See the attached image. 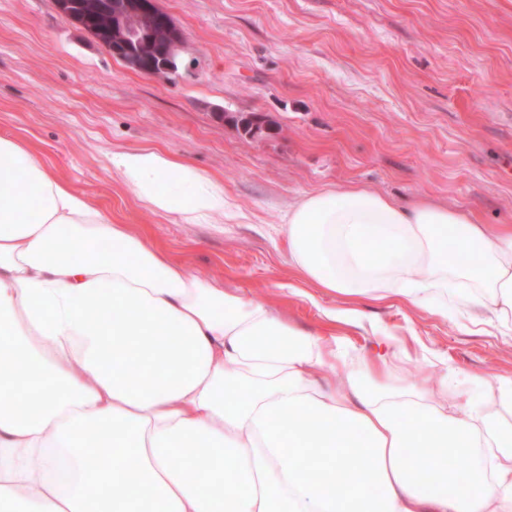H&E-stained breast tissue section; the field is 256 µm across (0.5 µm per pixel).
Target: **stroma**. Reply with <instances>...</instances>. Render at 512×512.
<instances>
[{
  "mask_svg": "<svg viewBox=\"0 0 512 512\" xmlns=\"http://www.w3.org/2000/svg\"><path fill=\"white\" fill-rule=\"evenodd\" d=\"M186 36L178 68H126L54 0H0V133L188 272L331 332L360 359L399 337L393 372L437 361L512 377V340L466 333L407 305L356 301L306 282L281 220L301 195L358 186L404 203L512 224V0H156ZM257 114L249 139L230 124ZM156 147L224 183L239 224H179L137 201L108 167L115 148Z\"/></svg>",
  "mask_w": 512,
  "mask_h": 512,
  "instance_id": "1",
  "label": "stroma"
}]
</instances>
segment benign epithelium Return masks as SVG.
Here are the masks:
<instances>
[{
  "mask_svg": "<svg viewBox=\"0 0 512 512\" xmlns=\"http://www.w3.org/2000/svg\"><path fill=\"white\" fill-rule=\"evenodd\" d=\"M55 4L128 68L159 77L177 68L185 34L155 0H55ZM241 125L254 139L268 130L258 117Z\"/></svg>",
  "mask_w": 512,
  "mask_h": 512,
  "instance_id": "obj_1",
  "label": "benign epithelium"
}]
</instances>
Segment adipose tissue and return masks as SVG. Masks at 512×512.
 I'll return each instance as SVG.
<instances>
[{
  "label": "adipose tissue",
  "mask_w": 512,
  "mask_h": 512,
  "mask_svg": "<svg viewBox=\"0 0 512 512\" xmlns=\"http://www.w3.org/2000/svg\"><path fill=\"white\" fill-rule=\"evenodd\" d=\"M107 162L157 215L246 218L158 149ZM285 224L291 266L325 292L443 319L454 301L466 331L512 334V224L356 187L302 195ZM400 350L380 336L352 361L340 338L189 274L0 135V512H512V424L471 391L512 408V378L471 377L448 403L433 395L447 373L428 389L393 376Z\"/></svg>",
  "instance_id": "adipose-tissue-1"
}]
</instances>
